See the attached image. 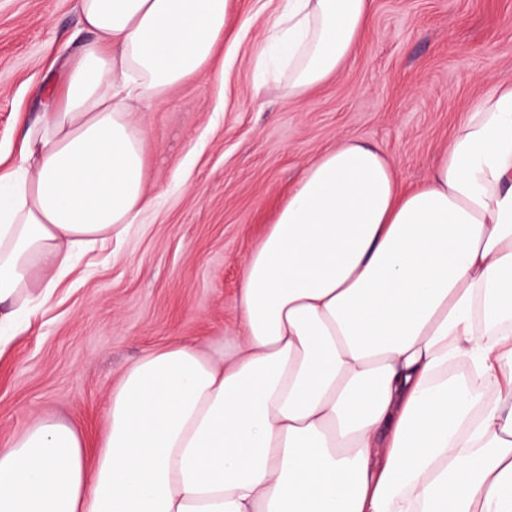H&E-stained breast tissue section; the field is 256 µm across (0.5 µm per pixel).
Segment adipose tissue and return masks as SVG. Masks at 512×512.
<instances>
[{
  "instance_id": "obj_1",
  "label": "adipose tissue",
  "mask_w": 512,
  "mask_h": 512,
  "mask_svg": "<svg viewBox=\"0 0 512 512\" xmlns=\"http://www.w3.org/2000/svg\"><path fill=\"white\" fill-rule=\"evenodd\" d=\"M372 0H287L272 56L300 97ZM229 0H78V52L0 168V351L74 253L148 204L132 112L204 73ZM241 335L143 354L95 451L43 418L0 445V512H512V81L427 179L347 139L312 159L247 258ZM495 397L473 415L448 365Z\"/></svg>"
}]
</instances>
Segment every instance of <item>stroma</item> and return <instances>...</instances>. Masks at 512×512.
<instances>
[{
  "label": "stroma",
  "instance_id": "obj_1",
  "mask_svg": "<svg viewBox=\"0 0 512 512\" xmlns=\"http://www.w3.org/2000/svg\"><path fill=\"white\" fill-rule=\"evenodd\" d=\"M283 5L230 0L218 62L133 113L153 205L84 254L0 354V444L47 416L96 447L130 363L239 335L245 260L314 156L356 138L417 185L483 89L512 80V0H373L341 69L292 98L257 66ZM79 28L76 0H0L1 153L17 151Z\"/></svg>",
  "mask_w": 512,
  "mask_h": 512
}]
</instances>
